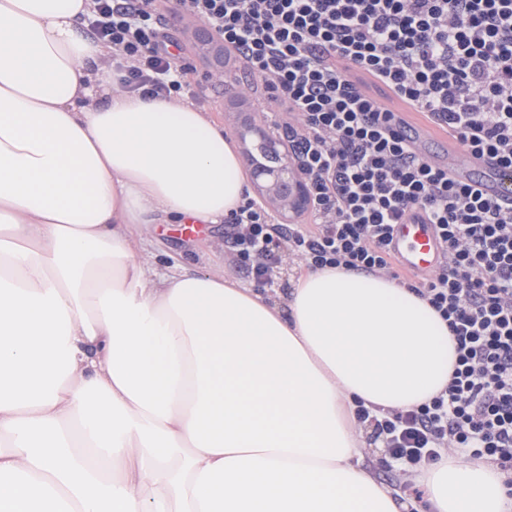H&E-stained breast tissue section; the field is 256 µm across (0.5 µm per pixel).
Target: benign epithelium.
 I'll use <instances>...</instances> for the list:
<instances>
[{
    "instance_id": "benign-epithelium-1",
    "label": "benign epithelium",
    "mask_w": 512,
    "mask_h": 512,
    "mask_svg": "<svg viewBox=\"0 0 512 512\" xmlns=\"http://www.w3.org/2000/svg\"><path fill=\"white\" fill-rule=\"evenodd\" d=\"M254 135L264 146L266 153L278 159L273 168L257 166L252 170L258 187L267 192L269 204L283 216L302 210L309 204V193L297 165L288 152L282 150V142L270 137L260 128Z\"/></svg>"
}]
</instances>
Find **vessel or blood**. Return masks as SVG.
<instances>
[{
	"mask_svg": "<svg viewBox=\"0 0 512 512\" xmlns=\"http://www.w3.org/2000/svg\"><path fill=\"white\" fill-rule=\"evenodd\" d=\"M444 164L459 179L476 180L487 197L512 196V170L476 159L457 142L449 143ZM390 249L403 269L418 274L430 273L443 257L434 225L419 218L394 225Z\"/></svg>",
	"mask_w": 512,
	"mask_h": 512,
	"instance_id": "1",
	"label": "vessel or blood"
}]
</instances>
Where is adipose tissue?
<instances>
[{
	"label": "adipose tissue",
	"instance_id": "ef3b65f1",
	"mask_svg": "<svg viewBox=\"0 0 512 512\" xmlns=\"http://www.w3.org/2000/svg\"><path fill=\"white\" fill-rule=\"evenodd\" d=\"M86 0H0V512H410L355 410L443 390L447 324L383 276L276 299L151 267L147 224H220L242 158L187 98L113 92ZM434 512H512L495 466L421 474Z\"/></svg>",
	"mask_w": 512,
	"mask_h": 512
}]
</instances>
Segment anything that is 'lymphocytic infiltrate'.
Returning a JSON list of instances; mask_svg holds the SVG:
<instances>
[{"label": "lymphocytic infiltrate", "mask_w": 512, "mask_h": 512, "mask_svg": "<svg viewBox=\"0 0 512 512\" xmlns=\"http://www.w3.org/2000/svg\"><path fill=\"white\" fill-rule=\"evenodd\" d=\"M219 34L278 106L277 130L311 195L313 222L278 224L246 201L224 227L240 269L273 283L289 251L307 268L382 275L445 321L456 366L417 408L371 418L375 438L418 469L462 453L496 465L512 489V199L485 197L412 137L415 113L476 158L512 169V0H90L86 34L112 51L121 91L194 96L173 18ZM443 243L427 276L389 250L410 213Z\"/></svg>", "instance_id": "lymphocytic-infiltrate-1"}]
</instances>
